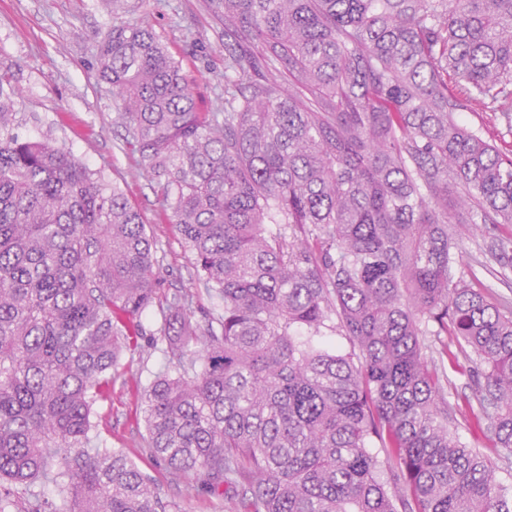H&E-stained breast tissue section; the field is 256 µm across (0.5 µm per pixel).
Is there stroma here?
<instances>
[{"label": "stroma", "mask_w": 512, "mask_h": 512, "mask_svg": "<svg viewBox=\"0 0 512 512\" xmlns=\"http://www.w3.org/2000/svg\"><path fill=\"white\" fill-rule=\"evenodd\" d=\"M123 23L146 25L168 44L182 62L199 110H215L224 97L225 39L224 16L214 0H126L117 14L106 11L100 0H0V70L9 72L16 91L11 128L20 138L47 139L64 147L105 182L123 183L154 240L162 292L194 288L193 318L202 323L217 312V301L195 289L194 256L171 224L155 182L144 176L129 178L132 160L123 147L116 102L108 86L95 77L99 40L112 25ZM494 244L490 234L460 241L463 260L457 274L480 282L495 303L512 300V268L501 269L490 259ZM473 256L484 258V265L470 264ZM160 322L158 312L148 313L149 335L138 351L124 356L111 398L96 404L95 439L101 446L123 449L141 471L156 479L162 497L174 501L179 512H241L236 498L199 492L188 478H170L146 446L133 390L148 385L164 364L151 336ZM451 380L448 405L461 419L462 441L472 448L490 447L489 431L463 420L470 379L455 374Z\"/></svg>", "instance_id": "stroma-1"}]
</instances>
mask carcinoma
<instances>
[{
	"mask_svg": "<svg viewBox=\"0 0 512 512\" xmlns=\"http://www.w3.org/2000/svg\"><path fill=\"white\" fill-rule=\"evenodd\" d=\"M215 3L229 42L214 112L148 27L96 46L134 171L223 303L203 326L189 292L160 295L120 186L9 133L0 73V512L173 508L91 436L155 308L166 370L138 400L169 474L243 512H512L442 384L444 360L473 379L491 447L511 454L512 306L456 276L455 240L491 224L512 266V151L455 113L462 97L512 134V0ZM328 332L353 351L318 343ZM424 336L447 340L428 355Z\"/></svg>",
	"mask_w": 512,
	"mask_h": 512,
	"instance_id": "cac0c4a2",
	"label": "carcinoma"
}]
</instances>
